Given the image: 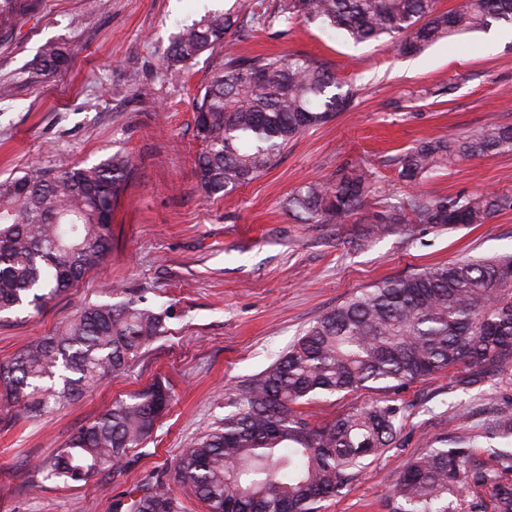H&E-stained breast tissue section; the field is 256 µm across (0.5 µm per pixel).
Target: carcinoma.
Returning a JSON list of instances; mask_svg holds the SVG:
<instances>
[{"mask_svg": "<svg viewBox=\"0 0 512 512\" xmlns=\"http://www.w3.org/2000/svg\"><path fill=\"white\" fill-rule=\"evenodd\" d=\"M39 3L0 0V33ZM292 7L356 42L395 37L406 54L495 21L512 22V0H466L450 12L439 11L437 0H292ZM254 16L250 0H234L229 9L183 26L168 70L191 68ZM69 60L64 49L46 43L33 74L56 72ZM342 87L329 66L301 55L224 59L195 102L200 187L218 195L252 181L288 142L349 107L352 93ZM503 150H512V124L425 140L400 156L398 175L417 184L459 160ZM131 171L129 157L115 153L98 165L0 181V314L40 309L102 262L112 208ZM371 182L362 167L333 182H308L288 198V213L301 224H345L361 211L365 244L405 224L456 229L512 209L511 195L490 192L367 210ZM167 319V311L139 301L85 306L55 333L0 363V409L22 402L35 415L79 399L125 372L168 332ZM511 367L512 253L385 281L324 315L248 379L234 395V410L180 456L173 481L209 512H316L395 442L404 411L375 401L312 426L300 405L375 386L398 391L444 371L453 372L455 388L480 389ZM169 401L166 387L155 382L113 403L73 433L45 464V477L80 482L119 462L153 432ZM472 456L470 443L455 440L404 465L393 512H512V450L485 448L468 467ZM130 512H178V503L169 483L156 482L132 501Z\"/></svg>", "mask_w": 512, "mask_h": 512, "instance_id": "obj_1", "label": "carcinoma"}]
</instances>
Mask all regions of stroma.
Returning <instances> with one entry per match:
<instances>
[{"label": "stroma", "mask_w": 512, "mask_h": 512, "mask_svg": "<svg viewBox=\"0 0 512 512\" xmlns=\"http://www.w3.org/2000/svg\"><path fill=\"white\" fill-rule=\"evenodd\" d=\"M254 3L264 25L227 34L176 77L165 64L181 23L228 0H41L0 35V84L11 88L0 99V179L90 166L117 152L133 165L105 259L41 313L0 316V362L90 303L142 299L171 314L166 335L124 374L39 417L20 404L0 412V512H130L144 485L171 481L175 461L229 413L237 388L325 313L385 280L512 251V210L479 226L417 224L362 245L357 219L299 224L287 205L303 182L332 181L358 164L374 173L373 207L418 195H512V150L456 162L417 186L396 170L397 157L421 141L512 124V41L468 32L405 56L387 39L357 44L323 29L289 12V0ZM49 41L72 62L31 79ZM280 54L327 62L353 92L349 108L290 141L248 184L206 197L194 174L202 151L194 99L226 57ZM157 380L173 400L139 447L87 480H44L41 465L78 427ZM392 398L406 417L395 443L320 512H391L406 462L446 439L484 448L486 433L512 416V368L479 397L455 392L446 372L396 394L326 395L300 410L320 425Z\"/></svg>", "instance_id": "35a3bbf8"}]
</instances>
